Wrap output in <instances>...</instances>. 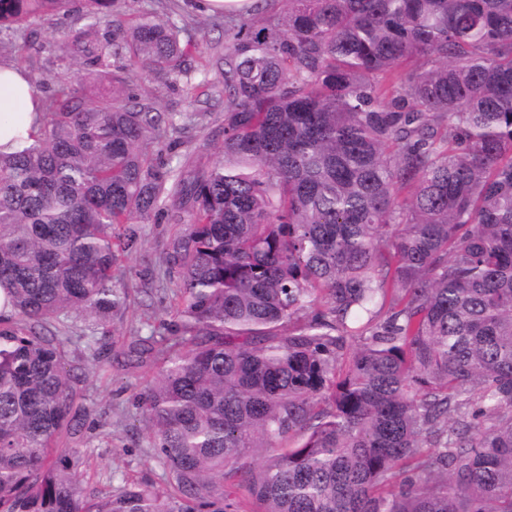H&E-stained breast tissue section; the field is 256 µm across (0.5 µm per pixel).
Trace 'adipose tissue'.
Masks as SVG:
<instances>
[{
	"instance_id": "ef3b65f1",
	"label": "adipose tissue",
	"mask_w": 512,
	"mask_h": 512,
	"mask_svg": "<svg viewBox=\"0 0 512 512\" xmlns=\"http://www.w3.org/2000/svg\"><path fill=\"white\" fill-rule=\"evenodd\" d=\"M40 95L17 64H0V145L40 132Z\"/></svg>"
}]
</instances>
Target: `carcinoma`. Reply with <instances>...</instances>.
Returning <instances> with one entry per match:
<instances>
[{
    "instance_id": "carcinoma-1",
    "label": "carcinoma",
    "mask_w": 512,
    "mask_h": 512,
    "mask_svg": "<svg viewBox=\"0 0 512 512\" xmlns=\"http://www.w3.org/2000/svg\"><path fill=\"white\" fill-rule=\"evenodd\" d=\"M275 2L222 19L197 171L146 146L208 113L134 90L191 83L177 12L0 0L44 106L0 153V512H512V0ZM44 59L112 90L48 88ZM163 217L175 319L123 351L158 368L161 485L90 491L59 446L86 414L70 347L110 339L135 225ZM201 77L192 81L195 86L190 90L189 94L181 91H172L155 82H146L139 89L142 94L149 95L158 99L160 104L168 112H211L202 128L191 130L189 135L193 142L202 144L206 139H214L220 142L222 136L219 135L220 127H222V115L224 114V94H222V85L215 80L216 87L207 89L203 86H196ZM211 94V96H210ZM220 95V96H219Z\"/></svg>"
}]
</instances>
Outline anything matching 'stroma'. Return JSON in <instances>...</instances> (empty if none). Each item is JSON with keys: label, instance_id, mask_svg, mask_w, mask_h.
Here are the masks:
<instances>
[{"label": "stroma", "instance_id": "1", "mask_svg": "<svg viewBox=\"0 0 512 512\" xmlns=\"http://www.w3.org/2000/svg\"><path fill=\"white\" fill-rule=\"evenodd\" d=\"M198 0H178L179 11L188 28L189 60L195 68L209 64L215 47L224 44V29L212 14L197 6ZM143 94L155 97L170 112H203V127L191 130L194 143L218 139L224 113V99L218 89L199 86L190 92L172 91L155 82L141 85ZM140 250L121 262L124 281L133 302L123 318L115 322V334L107 349L95 351L85 342L74 346V366L89 370L84 405L81 445L87 448L89 486L112 483L120 486L130 479L158 481L160 468L149 446L147 431L136 396L155 372L152 364L124 366L115 359L117 351L131 337H147L161 330L170 319V288L159 287L151 276L162 264L166 245L180 227L167 222L139 225Z\"/></svg>", "mask_w": 512, "mask_h": 512}]
</instances>
